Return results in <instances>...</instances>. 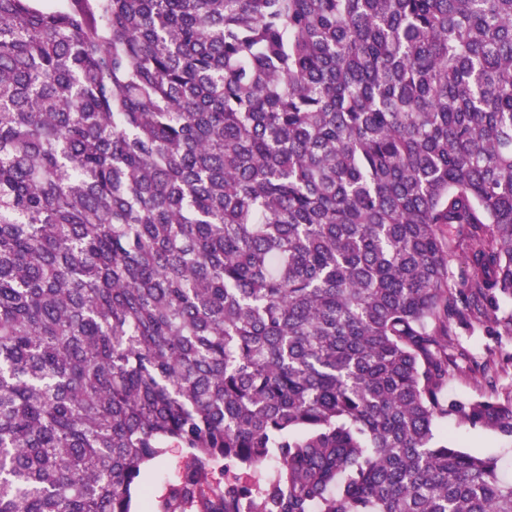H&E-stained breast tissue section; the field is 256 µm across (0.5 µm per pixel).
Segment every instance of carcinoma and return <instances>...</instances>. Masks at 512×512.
I'll list each match as a JSON object with an SVG mask.
<instances>
[{
	"instance_id": "obj_1",
	"label": "carcinoma",
	"mask_w": 512,
	"mask_h": 512,
	"mask_svg": "<svg viewBox=\"0 0 512 512\" xmlns=\"http://www.w3.org/2000/svg\"><path fill=\"white\" fill-rule=\"evenodd\" d=\"M502 296L512 0H0V512H512ZM496 331L503 330L497 328ZM492 328L452 325L448 336V353L457 360V367H448V401L459 402L493 395L500 403H512V367L506 371L482 373L488 360L512 352V337L497 336ZM438 433L448 434V440L458 448L474 454L501 458V474L512 480V441L497 431L483 426H472L457 416L450 415L440 422ZM187 455L178 449H172L158 461L153 462L147 469L146 486L148 494L137 499L134 504L135 512H150V498L159 495L168 480L176 475L185 465Z\"/></svg>"
}]
</instances>
